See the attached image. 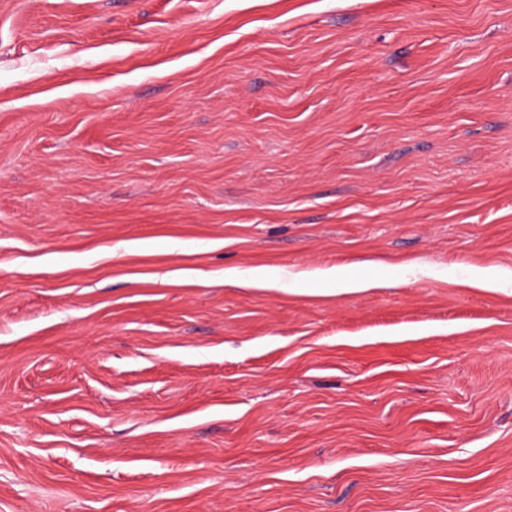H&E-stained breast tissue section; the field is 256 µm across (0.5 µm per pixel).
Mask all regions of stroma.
I'll list each match as a JSON object with an SVG mask.
<instances>
[{"instance_id": "1", "label": "stroma", "mask_w": 512, "mask_h": 512, "mask_svg": "<svg viewBox=\"0 0 512 512\" xmlns=\"http://www.w3.org/2000/svg\"><path fill=\"white\" fill-rule=\"evenodd\" d=\"M0 512H512V0H0ZM316 276L320 279L335 282L336 288H333V290L336 295H350L372 286V283L368 281L340 277L336 268L320 270L316 273Z\"/></svg>"}]
</instances>
